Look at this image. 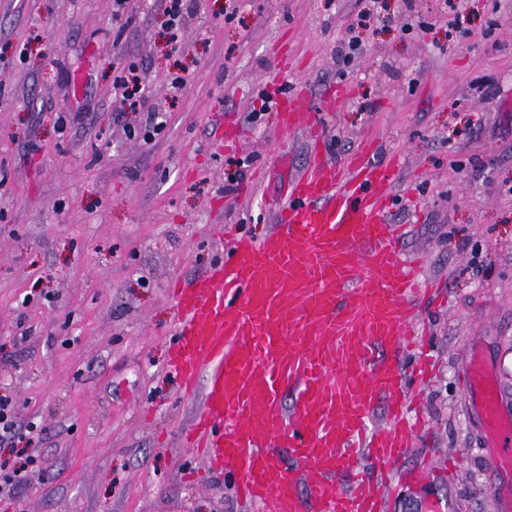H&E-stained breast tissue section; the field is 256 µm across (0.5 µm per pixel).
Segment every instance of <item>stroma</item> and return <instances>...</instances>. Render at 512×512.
<instances>
[{
	"mask_svg": "<svg viewBox=\"0 0 512 512\" xmlns=\"http://www.w3.org/2000/svg\"><path fill=\"white\" fill-rule=\"evenodd\" d=\"M437 7L415 0L403 33L355 26L356 0H192L176 50L162 0H129L117 21L113 0H0V395L42 460L0 512H254L186 441L201 400L168 369L172 290L213 269L224 228L263 235L281 180L310 160L312 137L278 111L246 120L290 90L335 161L367 136L397 161L388 216L432 288L439 368L388 512H499L512 477L488 467L459 378L480 343L512 414V0H465L453 32ZM352 33L367 53L341 76ZM132 63L165 122L146 141L129 134L139 114L114 118Z\"/></svg>",
	"mask_w": 512,
	"mask_h": 512,
	"instance_id": "stroma-1",
	"label": "stroma"
}]
</instances>
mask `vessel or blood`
<instances>
[{
	"mask_svg": "<svg viewBox=\"0 0 512 512\" xmlns=\"http://www.w3.org/2000/svg\"><path fill=\"white\" fill-rule=\"evenodd\" d=\"M278 108L288 133L306 131L294 98ZM376 153L364 140L341 164L315 154L285 179L263 237H233L212 273L175 290L171 367L184 395L202 397L192 444L259 512H384L388 474L423 426L404 409L434 369L413 356L421 262L388 218L396 169ZM462 377L480 401L489 467L511 471L512 415L496 376L474 351ZM380 405L385 422L370 428ZM364 459L374 479L359 478Z\"/></svg>",
	"mask_w": 512,
	"mask_h": 512,
	"instance_id": "1",
	"label": "vessel or blood"
}]
</instances>
